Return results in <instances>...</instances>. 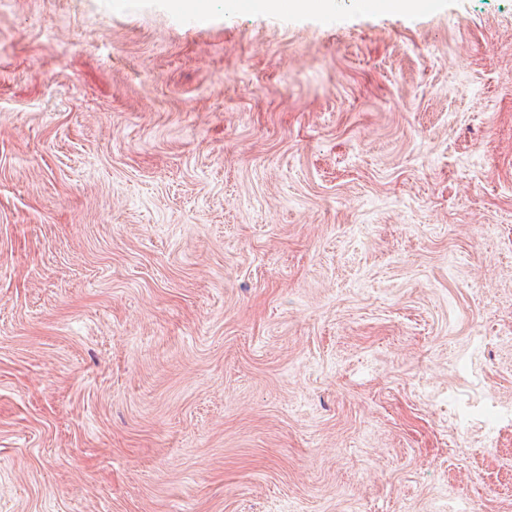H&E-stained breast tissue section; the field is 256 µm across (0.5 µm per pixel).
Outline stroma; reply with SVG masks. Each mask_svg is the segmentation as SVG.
<instances>
[{
    "label": "stroma",
    "instance_id": "1",
    "mask_svg": "<svg viewBox=\"0 0 512 512\" xmlns=\"http://www.w3.org/2000/svg\"><path fill=\"white\" fill-rule=\"evenodd\" d=\"M512 512V0H0V512Z\"/></svg>",
    "mask_w": 512,
    "mask_h": 512
}]
</instances>
